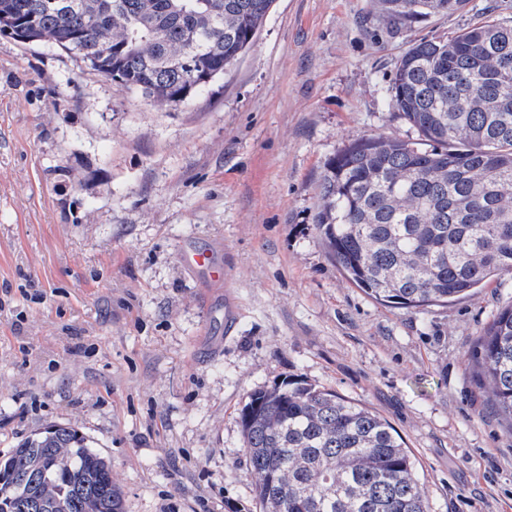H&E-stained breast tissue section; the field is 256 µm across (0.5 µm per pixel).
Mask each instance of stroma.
I'll return each mask as SVG.
<instances>
[{
	"instance_id": "35a3bbf8",
	"label": "stroma",
	"mask_w": 512,
	"mask_h": 512,
	"mask_svg": "<svg viewBox=\"0 0 512 512\" xmlns=\"http://www.w3.org/2000/svg\"><path fill=\"white\" fill-rule=\"evenodd\" d=\"M485 2L392 35L372 0H275L252 49L178 105L0 35V453L67 425L124 512H259L239 412L301 378L391 423L429 512H512V432L467 366L512 279L386 307L311 222L341 147L416 138L387 105L399 57ZM204 249L223 284L183 266Z\"/></svg>"
}]
</instances>
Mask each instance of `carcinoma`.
<instances>
[{
	"instance_id": "1",
	"label": "carcinoma",
	"mask_w": 512,
	"mask_h": 512,
	"mask_svg": "<svg viewBox=\"0 0 512 512\" xmlns=\"http://www.w3.org/2000/svg\"><path fill=\"white\" fill-rule=\"evenodd\" d=\"M274 0H0V34L68 51L155 104H180L253 45ZM391 34L468 0H374ZM412 44L388 106L419 139L362 137L323 165L312 224L329 259L377 302L424 309L512 275V6ZM210 80H205V76ZM512 430V304L469 359ZM239 424L259 512H427L397 430L302 379L251 392ZM0 512H122L110 466L54 425L0 458Z\"/></svg>"
}]
</instances>
